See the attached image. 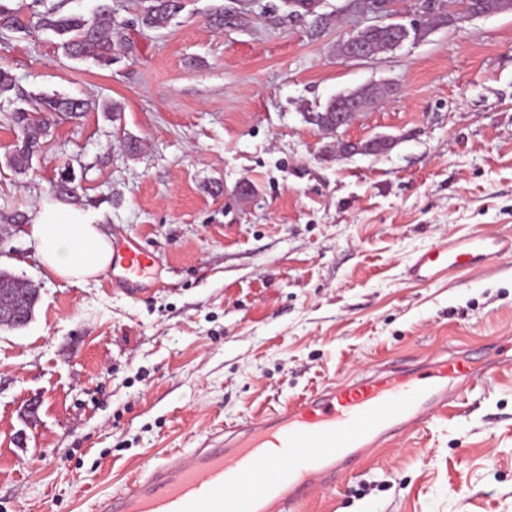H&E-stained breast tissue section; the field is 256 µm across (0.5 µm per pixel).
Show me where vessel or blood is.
<instances>
[{
  "mask_svg": "<svg viewBox=\"0 0 512 512\" xmlns=\"http://www.w3.org/2000/svg\"><path fill=\"white\" fill-rule=\"evenodd\" d=\"M504 257H512V234L444 236L412 261L407 275L428 284ZM154 265L135 240L113 247L115 282L128 295L138 293ZM488 372L453 353L323 389L230 435L211 434L175 462L146 468L126 491L100 501L98 512H291L315 489L334 487L371 449L447 411Z\"/></svg>",
  "mask_w": 512,
  "mask_h": 512,
  "instance_id": "b4317fda",
  "label": "vessel or blood"
}]
</instances>
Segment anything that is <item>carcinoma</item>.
Listing matches in <instances>:
<instances>
[{
	"mask_svg": "<svg viewBox=\"0 0 512 512\" xmlns=\"http://www.w3.org/2000/svg\"><path fill=\"white\" fill-rule=\"evenodd\" d=\"M180 0H151L150 6L141 16V24L149 29H161L168 25L170 18L179 9ZM42 25L55 32L69 35L64 47L66 54L72 58H92L105 65L112 63V26L115 20L112 9L102 7L89 20L80 15H45L41 18ZM400 32L398 29H385L368 34L367 43L375 53H384L397 48ZM345 99L336 97L331 99L321 114L317 115V126L332 130L336 127V113L343 109ZM88 103L79 98L48 97L38 103L33 114L19 112L16 121L21 125L22 137L10 157V166L22 171L29 166L33 157L41 150L40 139L48 129V116L64 114L71 118H78L86 112ZM55 192L64 197L76 193L75 176L71 169L66 168L59 172L54 184ZM7 287L13 293L26 301V309L18 308V304L4 305L6 315L0 324L6 327L19 326L18 319L23 314L31 312L37 294L34 289L13 279Z\"/></svg>",
	"mask_w": 512,
	"mask_h": 512,
	"instance_id": "obj_1",
	"label": "carcinoma"
}]
</instances>
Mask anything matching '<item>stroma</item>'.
I'll use <instances>...</instances> for the list:
<instances>
[{
  "instance_id": "35a3bbf8",
  "label": "stroma",
  "mask_w": 512,
  "mask_h": 512,
  "mask_svg": "<svg viewBox=\"0 0 512 512\" xmlns=\"http://www.w3.org/2000/svg\"><path fill=\"white\" fill-rule=\"evenodd\" d=\"M0 271L38 295L0 327V512H95L146 467L344 380L442 349L496 356L512 337V258L422 285L407 266L443 235L512 233V11L439 24L373 60L338 47L374 15L321 0H0ZM116 20L111 65L69 57L42 14ZM230 15L224 28L209 18ZM389 94L347 127L305 121L340 92ZM53 117L23 173L15 122ZM117 104L103 111L105 101ZM395 137L341 155L340 140ZM138 140L128 154L125 144ZM71 166L72 206L156 258L134 297L111 273L72 284L37 257L28 220ZM293 512H512V371L374 449ZM179 0H151L150 6L141 16V24L149 29H161L180 7ZM88 103L79 98L48 97L38 103L33 116L27 112H19L15 117L21 125L22 137L10 157V166L19 171L25 170L33 157L41 150L40 139L48 129V115L64 114L70 118H78L87 112Z\"/></svg>"
}]
</instances>
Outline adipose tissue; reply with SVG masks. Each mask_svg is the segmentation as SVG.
<instances>
[{
	"label": "adipose tissue",
	"instance_id": "obj_1",
	"mask_svg": "<svg viewBox=\"0 0 512 512\" xmlns=\"http://www.w3.org/2000/svg\"><path fill=\"white\" fill-rule=\"evenodd\" d=\"M38 257L47 271L80 284L103 274L112 260L109 238L77 208L47 200L29 227Z\"/></svg>",
	"mask_w": 512,
	"mask_h": 512
}]
</instances>
